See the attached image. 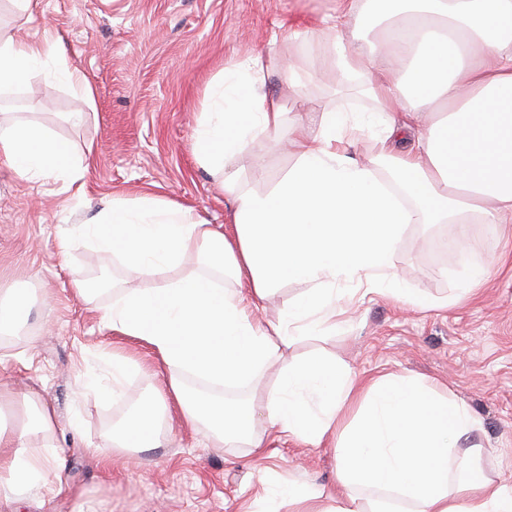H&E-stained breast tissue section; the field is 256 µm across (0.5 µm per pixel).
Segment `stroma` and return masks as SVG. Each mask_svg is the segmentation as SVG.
I'll return each instance as SVG.
<instances>
[{
  "label": "stroma",
  "mask_w": 512,
  "mask_h": 512,
  "mask_svg": "<svg viewBox=\"0 0 512 512\" xmlns=\"http://www.w3.org/2000/svg\"><path fill=\"white\" fill-rule=\"evenodd\" d=\"M336 0H40L32 18L0 0V27L49 43L88 80L92 100L45 67L24 86L0 90V113L23 116L52 129L83 156L80 180L19 179L0 160V291L30 306L26 322L0 334V378L38 391L57 406L58 441L70 455L64 490L45 500L5 502L0 512H245L267 484L296 479L331 485L334 451L277 442L272 453L213 442L206 428L183 427L171 408L162 447L114 459L99 468L104 436L148 402L165 367L143 342L118 336L102 323L114 289L136 286V273L83 245L62 239L102 201L156 197L223 223L229 204L222 188L194 156L197 118L209 83L224 67L257 52L290 59L310 83L305 100H285L290 112H363L367 100L352 90L334 94L332 54L314 39L287 46L282 24L333 13ZM84 113L81 125L66 122ZM469 260L492 274L476 298L445 310H420L369 296L351 305L334 335L305 338L291 352L323 351L354 374L412 376L447 389L481 420L469 444L484 446L485 476L512 485V223L468 224ZM446 224H414L395 254L401 283L429 300L452 295L459 267L439 251ZM108 278L110 290L94 303L75 282ZM134 356L120 400L84 399L87 369L107 357Z\"/></svg>",
  "instance_id": "35a3bbf8"
}]
</instances>
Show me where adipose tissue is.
Returning <instances> with one entry per match:
<instances>
[{
	"label": "adipose tissue",
	"mask_w": 512,
	"mask_h": 512,
	"mask_svg": "<svg viewBox=\"0 0 512 512\" xmlns=\"http://www.w3.org/2000/svg\"><path fill=\"white\" fill-rule=\"evenodd\" d=\"M304 34L331 49L341 84L373 111L355 119L285 111L283 98L306 97V84L290 67L280 92H270L265 76L277 57L252 54L213 80L195 130L196 162L232 205L227 224L143 197L104 201L70 232L141 275L102 320L145 342L170 370L152 404L105 438L99 460L160 447L174 405L187 427H206L227 448L261 455L288 439L331 446L335 492L295 481L267 489L288 512H322L329 496V512H512V488L483 474L482 446L456 452L480 427L466 405L408 376L363 381L323 355L288 354L300 338L335 329L357 295L445 310L488 278V267L470 265L469 244L454 243L458 288L429 302L402 285L394 254L413 224L512 223V0H337L334 15L282 39ZM52 55L0 31V89L27 84ZM365 129L376 130L377 149L361 164L346 150ZM284 143L293 164L266 191L249 188L245 159ZM0 158L24 180L73 182L82 171L49 129L16 118L0 117ZM189 258L197 268L186 273ZM286 283L305 290L276 320L255 319ZM189 374L208 389L190 388ZM214 384L248 393L224 398ZM58 427L56 408L38 392L0 380V500L34 498L62 479Z\"/></svg>",
	"instance_id": "obj_1"
}]
</instances>
